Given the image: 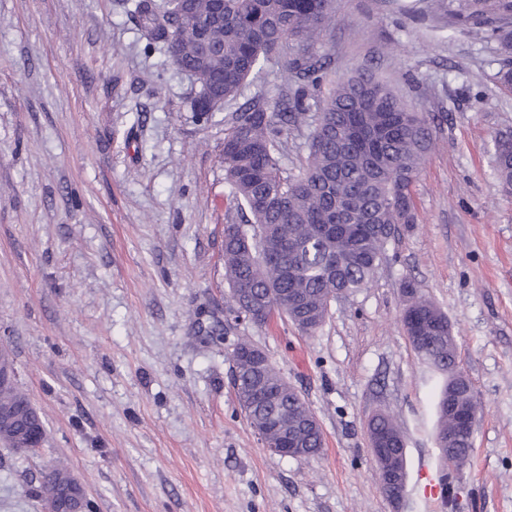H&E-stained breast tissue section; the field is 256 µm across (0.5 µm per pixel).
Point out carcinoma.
Here are the masks:
<instances>
[{"label": "carcinoma", "mask_w": 512, "mask_h": 512, "mask_svg": "<svg viewBox=\"0 0 512 512\" xmlns=\"http://www.w3.org/2000/svg\"><path fill=\"white\" fill-rule=\"evenodd\" d=\"M185 21L176 9L159 14L150 0H134L131 14L154 44L166 48L199 86L194 102L206 118L236 98L261 58L286 45L291 93L274 105L251 99L232 113L224 136V172L240 220L224 238V276L231 298L247 288L254 297L273 295L257 308L256 324L277 312L290 321L306 316L307 331L321 327L330 304L368 286L386 245L399 225L416 223L411 194L421 164L434 146V118L405 106L372 73L330 79L332 59L315 45L329 31L333 0H191ZM448 14L478 37L494 38L512 53V0H448ZM330 82L316 118L309 92ZM312 126L304 170L295 175L283 163L280 137L290 126ZM494 169L512 186V134L496 141ZM401 323L420 359L443 376L437 402L435 439L455 434L454 409L480 407L470 384L452 385L456 346L448 340V319L413 282L403 284ZM255 348L238 342L231 354L233 380L251 425L272 418L280 432L301 437L319 454L321 430L307 432L308 404L269 357L243 359ZM260 388L261 402H251ZM23 407L27 431L44 430L42 419L17 386L0 388V407ZM395 448L402 438L387 414L368 423ZM46 482L64 491L70 473L50 471Z\"/></svg>", "instance_id": "carcinoma-1"}]
</instances>
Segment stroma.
Segmentation results:
<instances>
[{
	"instance_id": "obj_1",
	"label": "stroma",
	"mask_w": 512,
	"mask_h": 512,
	"mask_svg": "<svg viewBox=\"0 0 512 512\" xmlns=\"http://www.w3.org/2000/svg\"><path fill=\"white\" fill-rule=\"evenodd\" d=\"M320 44L435 114L436 147L367 288L302 333L235 320L224 279L232 205L224 135L236 103L196 118L198 85L142 35L126 0H0V342L40 413L43 447L0 445V512H47L68 467L95 512H512V194L493 167L512 131L497 41L441 0H336ZM284 50L240 98L287 92ZM414 282L447 316L482 411L470 461L431 496L441 377L401 322ZM262 347L315 414L318 457L266 450L229 357ZM406 446L404 501L383 494L367 424ZM368 432L382 434L387 437L388 448H401L398 447L399 439H403L398 426L394 423L393 419L387 414H378L374 419L368 423Z\"/></svg>"
}]
</instances>
